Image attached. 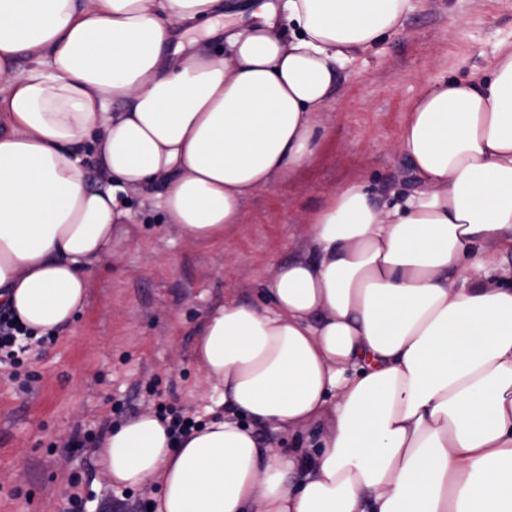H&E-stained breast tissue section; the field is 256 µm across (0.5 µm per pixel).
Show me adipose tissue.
Returning a JSON list of instances; mask_svg holds the SVG:
<instances>
[{
    "label": "adipose tissue",
    "instance_id": "ef3b65f1",
    "mask_svg": "<svg viewBox=\"0 0 512 512\" xmlns=\"http://www.w3.org/2000/svg\"><path fill=\"white\" fill-rule=\"evenodd\" d=\"M413 8L241 0L252 23L210 53L177 27L224 0H0V306L68 329L136 234L129 188L223 243L313 153L340 69ZM398 147L412 189L332 193L258 300L204 315L193 356L223 416L177 439L152 412L112 428V486H155L154 512H512V42L489 75L428 84ZM83 164L91 185L104 186L108 184V177L104 172L96 150L90 146L84 150Z\"/></svg>",
    "mask_w": 512,
    "mask_h": 512
}]
</instances>
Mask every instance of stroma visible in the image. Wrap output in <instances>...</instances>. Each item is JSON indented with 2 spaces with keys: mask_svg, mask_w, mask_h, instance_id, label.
I'll list each match as a JSON object with an SVG mask.
<instances>
[{
  "mask_svg": "<svg viewBox=\"0 0 512 512\" xmlns=\"http://www.w3.org/2000/svg\"><path fill=\"white\" fill-rule=\"evenodd\" d=\"M512 41V0H416L378 51L341 70L318 144L300 167L243 204L244 221L207 246L165 223L156 190H128L139 239L103 259L71 332L32 350L18 372L0 367V512H134L149 487L116 488L92 450L106 431L162 399L198 420L221 412L193 362L195 328L229 299L257 300L265 280L300 254L308 218L353 183L377 199L411 189V164L396 147L406 114L441 76L489 74L501 41ZM85 440L82 448L73 439Z\"/></svg>",
  "mask_w": 512,
  "mask_h": 512,
  "instance_id": "1",
  "label": "stroma"
}]
</instances>
